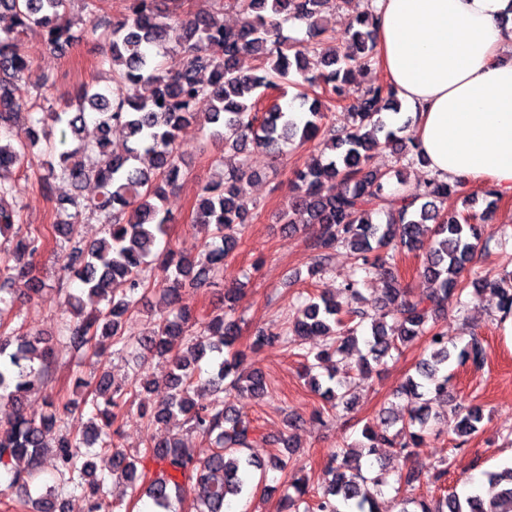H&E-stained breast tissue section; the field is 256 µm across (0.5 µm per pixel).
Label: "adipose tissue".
I'll return each instance as SVG.
<instances>
[{"label": "adipose tissue", "mask_w": 512, "mask_h": 512, "mask_svg": "<svg viewBox=\"0 0 512 512\" xmlns=\"http://www.w3.org/2000/svg\"><path fill=\"white\" fill-rule=\"evenodd\" d=\"M378 65L432 175L512 196V0H374Z\"/></svg>", "instance_id": "adipose-tissue-1"}]
</instances>
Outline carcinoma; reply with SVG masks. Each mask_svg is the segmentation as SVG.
Instances as JSON below:
<instances>
[{
  "mask_svg": "<svg viewBox=\"0 0 512 512\" xmlns=\"http://www.w3.org/2000/svg\"><path fill=\"white\" fill-rule=\"evenodd\" d=\"M243 15L237 28H226L216 11L182 18L170 11L168 0H129V15L110 23L101 15V0H83L91 32L107 44L101 65L109 67L112 85H81L75 105L35 117L37 100L53 83L44 81L31 95L27 76L34 53L23 44V35L41 27L44 45L63 54L75 41L70 17L74 0H0V13L10 19L0 27V234L22 223V206L7 197L17 193L16 171L36 155L40 182L45 189L63 180L77 191L95 182L99 193L92 200L76 194L67 200L74 212L52 225L55 238L73 246L62 257L63 272L80 282L78 292L65 291L62 301L71 318L63 326V350L71 357H101L109 347L126 343L125 317L138 310L148 293L145 275L148 259L160 260L159 270L170 287L163 290L162 318L136 338L149 357L167 360L168 395L159 404L143 406L140 416L150 427L184 415L205 448H187L177 437L149 436L134 455L114 442L125 408L150 382L135 378L115 385L107 375L94 384L82 378L76 387H92L91 409L78 424L66 426L78 408L61 395L45 394V413L35 420L23 412L28 396L47 388L51 364L58 352L40 337H0V406L11 409V418L0 426V472L11 488L27 492L38 478L43 460L52 458L54 484L45 486L35 501L37 512H69L63 495L79 490L89 503L88 512L103 507L105 478L96 475L94 458L108 455L109 472L125 479L138 495L140 488L153 504V512H173V500L187 489L195 496L194 512H224L232 499L248 494L253 472L262 465L246 458L242 449L257 440L250 422L233 403L234 394L262 397L267 392L264 373L240 370L243 354L234 349L238 329L229 318L230 292L224 308L204 321L176 308L179 292L211 283L233 250L247 223L243 179L249 152L283 144L302 146L325 126L327 111L346 109L352 124L331 140L332 157L313 158L307 170L297 173L294 195L279 221L289 227L317 226L313 247L317 252L310 275L320 273L339 248L349 250L354 271L382 280V309L369 314L357 304L362 299L352 279L338 295H313L301 304L291 332L261 330L252 348L288 338L323 336L325 343L314 354L308 369L326 370L328 381L322 398L336 407L349 396L346 385L335 381L337 356L357 355L364 375L400 346L417 336L427 338L429 354L415 366L402 394L406 411L398 410L377 425L362 428L363 441L355 448L334 452L325 469L322 492L308 495L305 479H295L282 491L279 512H381L379 476L363 469L361 460L381 448H394L404 457L423 440V432L435 421L431 404L448 401V367L470 364L480 368L486 350L482 339L471 336L462 347L448 348L446 332L437 317L451 294L463 295L462 274L474 255L488 246L486 227L501 195L484 190L487 204L480 213L457 209V186L430 179L421 189L404 188L388 194L390 179L404 184L402 171L371 166L372 154L399 141L387 128L381 111H401V101L388 84H370L356 103L345 106L347 86L360 71L377 63L374 10L356 14L348 29L343 54H310L325 32L322 14L349 0H234ZM301 20L306 38L290 40L285 26ZM243 55L260 60L258 71L245 74L238 68ZM320 90L312 102L302 88ZM200 99L210 101L207 112L195 111ZM92 115L96 134L83 136L86 115ZM28 123L26 136L14 138L10 130L20 120ZM125 129L131 145L124 153L112 151V127ZM207 134V140L240 157L239 166L216 182L201 188L194 208V223L207 230L203 257L183 256L164 241L170 215L164 212L167 189L184 175L178 154L180 135L190 129ZM150 156L149 167L136 162ZM389 207L386 222L375 216ZM91 210L104 225V236L81 246L73 242L83 212ZM46 247L43 236L30 231L17 240L13 252L0 253V328L3 315L14 309L16 291L11 284L26 283L30 300L42 296L45 283L35 275V263ZM425 251L418 273L430 284L425 294L411 296L394 269L396 253ZM473 293L489 287L499 298L502 318L512 316V271L489 281L478 274L470 281ZM392 316L394 328L385 318ZM186 337L183 351L174 341ZM363 340L365 349L358 348ZM222 356L207 383L225 393L208 404H198L192 392L201 375L198 364L212 354ZM483 409L471 406L455 412L451 431L459 438L483 430ZM278 446L272 460L276 469L287 465V439L272 440ZM448 472L445 462L427 476L423 469L398 468L397 483L413 490L425 479L440 482ZM399 512H512V462L484 474L464 496L456 493L402 500Z\"/></svg>",
  "mask_w": 512,
  "mask_h": 512,
  "instance_id": "obj_1",
  "label": "carcinoma"
}]
</instances>
